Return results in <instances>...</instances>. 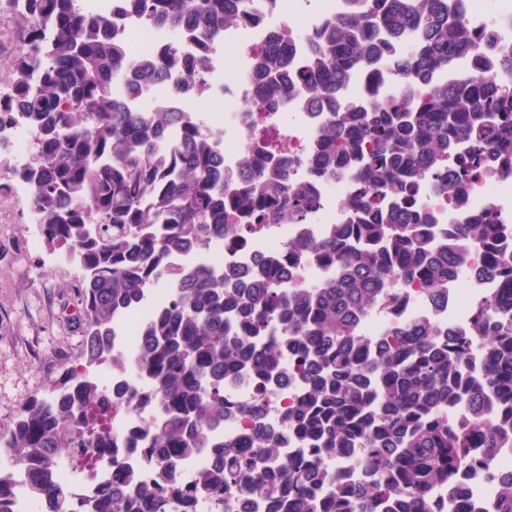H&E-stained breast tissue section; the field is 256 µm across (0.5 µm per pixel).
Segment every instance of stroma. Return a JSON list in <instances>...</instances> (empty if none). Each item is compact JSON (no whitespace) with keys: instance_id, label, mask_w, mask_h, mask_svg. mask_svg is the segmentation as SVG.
<instances>
[{"instance_id":"1","label":"stroma","mask_w":512,"mask_h":512,"mask_svg":"<svg viewBox=\"0 0 512 512\" xmlns=\"http://www.w3.org/2000/svg\"><path fill=\"white\" fill-rule=\"evenodd\" d=\"M25 27L0 10V79L16 63ZM17 185L14 178H0V431L83 362V305L76 290L82 271L57 245L31 248L36 225Z\"/></svg>"}]
</instances>
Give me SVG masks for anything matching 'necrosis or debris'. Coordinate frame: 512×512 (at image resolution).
Masks as SVG:
<instances>
[{"label":"necrosis or debris","instance_id":"obj_1","mask_svg":"<svg viewBox=\"0 0 512 512\" xmlns=\"http://www.w3.org/2000/svg\"><path fill=\"white\" fill-rule=\"evenodd\" d=\"M442 5L449 13L460 11L467 16L479 43H486L490 38L512 39V0H442ZM347 10V0H248L241 17L226 27L223 46L213 51L204 70L206 91L217 102L218 110L203 128L223 154L228 169L238 166L242 149L260 155L270 151L273 143H280L278 156L290 162V180L311 191L315 207L306 223L269 224L261 230L213 243L203 252L176 256V263L231 269L250 267L257 259L272 256L287 266L289 277L285 287L313 286L331 278L332 267L297 263L292 246L309 238L325 237L334 225L344 223L345 207L359 193L361 184L351 176L334 178L307 166L326 118L311 113L303 95L291 97L286 104L266 112L252 111L257 89L252 79V64L274 36L284 35L288 38L296 72H303L310 58V35L325 23L344 16ZM118 30L130 53L137 57L151 56L172 41L168 30L137 19L121 22ZM422 38L421 28L416 27L402 38L390 41L380 68L356 72L340 86L339 103L370 106L403 94L415 102L425 100V87L404 91L391 68L393 61L414 53ZM415 198L430 212L434 223L445 229L494 208L506 225L505 243L512 250V175L505 171L480 176L470 183L460 199L440 194L436 182L426 179L418 184ZM480 264L479 254H472L449 283L447 300L439 304L430 302L419 291L408 292L396 284L389 286L385 308L366 314L361 335L380 336L392 324L422 318L442 328H467L476 300L498 286L497 280L473 276V269ZM170 296L169 288H152L115 321L112 338L115 355L129 362L136 360L143 325L168 303ZM296 393V388L278 386L265 392L266 422L278 430L284 451L290 456L304 452L302 445L288 435V408ZM496 486V481L477 475L439 488L435 499L442 512H456L462 501L478 507L479 512H495Z\"/></svg>","mask_w":512,"mask_h":512}]
</instances>
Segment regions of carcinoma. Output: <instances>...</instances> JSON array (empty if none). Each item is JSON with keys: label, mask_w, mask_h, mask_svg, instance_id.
I'll use <instances>...</instances> for the list:
<instances>
[{"label": "carcinoma", "mask_w": 512, "mask_h": 512, "mask_svg": "<svg viewBox=\"0 0 512 512\" xmlns=\"http://www.w3.org/2000/svg\"><path fill=\"white\" fill-rule=\"evenodd\" d=\"M246 2L118 0L121 11L197 46L193 55L175 44L140 59L117 37L112 16L88 15L79 0H23L29 28L9 76L11 93L0 96V133L23 125L43 164L23 167L1 136L0 158L29 187L45 237L83 270L77 288L84 364L0 432V451L11 460L0 467V512H9L15 465L48 512H74L52 462L69 451L72 465L93 478L95 459L112 453V408L133 407L138 395L124 382L102 386L89 373L103 363L127 372L112 355V326L155 284L174 295L146 326L134 370L157 405L145 435L158 478L142 484L112 457L107 484L85 500L83 512H176L197 499L224 512L227 491L265 501L268 512H440L437 488L465 468L492 472L495 450L512 447V258L497 248L499 218L489 211L442 235L425 208L399 204L452 153L467 160L453 177H441L450 195L478 176L481 160L512 162V86L489 76L498 67L512 72V42L494 55L480 53L466 19L441 13L440 0H350L348 15L312 43L310 68L298 79L291 78L287 39L269 42L255 66L261 107L288 101L302 86L309 105L331 103L337 84L378 64V32L395 38L412 25L422 28L424 44L396 67L401 81L428 84L418 107L390 99L366 111L331 113L309 162L332 174L347 167L365 191L350 202L347 223L296 246L334 265L336 277L287 289L271 259L245 281L166 258L240 234L243 225L224 222L227 204L256 230L305 222L314 200L280 167L246 152L244 178L234 181L224 173V157L184 113L134 106L146 87L173 74L182 91L202 89L207 54ZM463 53L475 55L472 70L450 85L431 83L436 66ZM121 71L128 77L124 97L112 94ZM175 127L182 135L170 143ZM478 246L483 271L501 286L477 302L469 330L445 332L420 320L378 339L359 335L387 284L439 300ZM476 339L484 360L474 379ZM242 376L263 387L302 382L288 431L307 456H286L281 441L264 431L261 398L246 410L253 451L212 436L224 421V382ZM204 450L210 465L191 489L168 482L180 458ZM333 462L334 475L327 470ZM498 512H512V478L499 487Z\"/></svg>", "instance_id": "obj_1"}]
</instances>
